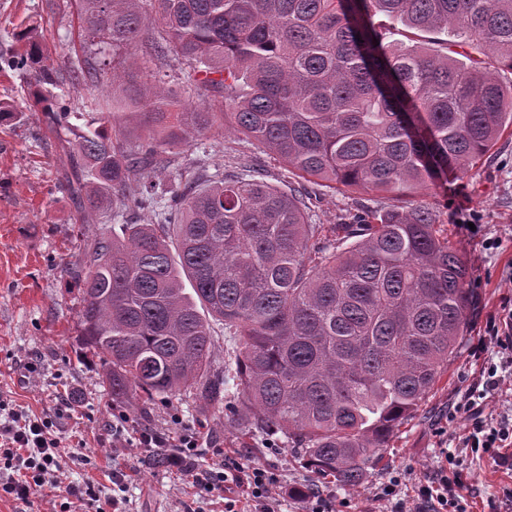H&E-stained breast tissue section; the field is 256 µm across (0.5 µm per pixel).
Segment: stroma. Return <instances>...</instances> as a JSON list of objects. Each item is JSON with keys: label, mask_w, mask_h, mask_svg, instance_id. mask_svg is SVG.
Segmentation results:
<instances>
[{"label": "stroma", "mask_w": 512, "mask_h": 512, "mask_svg": "<svg viewBox=\"0 0 512 512\" xmlns=\"http://www.w3.org/2000/svg\"><path fill=\"white\" fill-rule=\"evenodd\" d=\"M66 0H0V57L17 48L21 22H37L51 62L60 64L82 52L77 18ZM156 27L143 30L137 66L125 58L98 54L92 61L101 73L98 85L71 90L74 109L83 115L98 100L111 96L113 72L132 71L138 81L173 90L192 108L220 112L222 93L209 88L188 90L186 62L157 59L150 53ZM0 101L21 111L20 119L0 124V401L23 406L47 419L65 446L63 483H95L102 497L123 500L127 512H220L221 503L199 497L189 477L172 473L144 451L112 444V413L127 412L137 428L177 436L179 430L203 432L206 446L198 455L206 468L211 451L226 459L258 464L279 475L281 512H301L292 489L317 490L334 512H386L378 497L382 485L400 478V496L411 499L421 484L435 480L446 450L455 448L470 421L455 412L466 390L496 348L477 352L490 323L512 305V130H506L494 152L470 168L449 174L443 184L425 187L410 197L334 190L309 185L310 219L337 224L346 214L365 209L429 208L436 211L449 244L467 263L476 304L456 358L416 414L399 427L387 447L368 463L363 483L353 490L336 487L303 464L297 449L277 435H263L220 421L218 410L201 400L172 398L143 408L134 397L112 398L100 376V361L90 352L80 323L81 298L75 274L86 260L94 231L78 234L76 204L60 184L71 167L68 126L50 128L41 112L27 102V85L19 73L0 69ZM191 169L201 178L217 174L249 177L262 172L280 187L298 183L295 174L261 146L239 135L214 130L180 149L174 163L159 173L162 181ZM497 241L494 249L485 240ZM38 367L35 381L26 378L27 363ZM512 471L477 459L462 472L461 493L470 512H489L496 497L500 512H512L506 496Z\"/></svg>", "instance_id": "obj_1"}]
</instances>
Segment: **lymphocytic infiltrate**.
Returning a JSON list of instances; mask_svg holds the SVG:
<instances>
[{
  "instance_id": "1",
  "label": "lymphocytic infiltrate",
  "mask_w": 512,
  "mask_h": 512,
  "mask_svg": "<svg viewBox=\"0 0 512 512\" xmlns=\"http://www.w3.org/2000/svg\"><path fill=\"white\" fill-rule=\"evenodd\" d=\"M489 342L499 348L501 361L499 368L488 370L482 383L486 395L499 391L501 374L512 375V308L505 309L498 322L492 323ZM457 408L469 416L471 426L457 448L445 455L452 473H441L436 484L421 486L414 503L399 498L398 480L389 481L383 486L381 497L394 501V512H468L457 493L461 484L458 468L474 454L486 455L496 466L512 470V427L486 413L483 404L476 402L472 395H465ZM112 437L132 448L166 449L168 467L191 475L195 487L211 495L223 496L230 484L243 486L250 492L251 512H278V501L273 495L278 478L268 469L227 465L219 448L213 449L209 468L197 469L198 434H181L172 445L149 431H135L129 415L120 410L112 416ZM62 468V439L51 424L24 408H10L5 421L0 422V498L25 504L32 495L49 486L58 491L59 512H71L76 504L81 512H126L122 501L100 497L94 484L61 485L58 475Z\"/></svg>"
}]
</instances>
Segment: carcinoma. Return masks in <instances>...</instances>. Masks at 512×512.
I'll return each instance as SVG.
<instances>
[{
	"instance_id": "cac0c4a2",
	"label": "carcinoma",
	"mask_w": 512,
	"mask_h": 512,
	"mask_svg": "<svg viewBox=\"0 0 512 512\" xmlns=\"http://www.w3.org/2000/svg\"><path fill=\"white\" fill-rule=\"evenodd\" d=\"M99 48L187 62V83L224 93L233 130L304 181L415 194L470 167L512 128V0H69ZM462 40L468 65L387 40L379 17ZM7 66L31 106L68 122L66 82H98L87 61L48 63L39 27L20 29ZM157 129L124 140L112 113L73 129L65 178L80 227L162 206L159 224L101 231L77 271L80 323L112 395L144 404L197 392L228 424L275 432L313 471L353 489L375 449L417 412L464 337L469 270L427 208L313 224L310 197L252 179L153 180L174 149L224 125L161 85L141 93ZM191 292H185L184 282ZM235 348L214 366L210 319Z\"/></svg>"
}]
</instances>
